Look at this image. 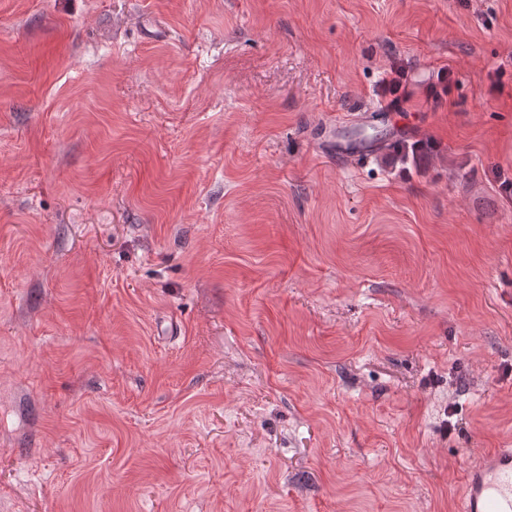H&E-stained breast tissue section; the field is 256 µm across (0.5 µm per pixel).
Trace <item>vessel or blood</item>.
Listing matches in <instances>:
<instances>
[{
  "label": "vessel or blood",
  "mask_w": 512,
  "mask_h": 512,
  "mask_svg": "<svg viewBox=\"0 0 512 512\" xmlns=\"http://www.w3.org/2000/svg\"><path fill=\"white\" fill-rule=\"evenodd\" d=\"M463 512H512V449L485 454L469 466Z\"/></svg>",
  "instance_id": "obj_1"
}]
</instances>
